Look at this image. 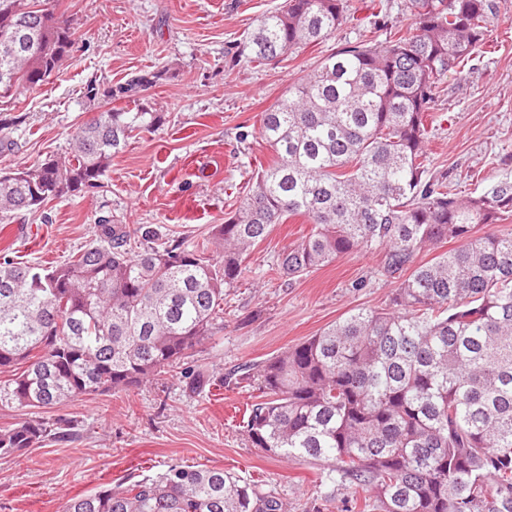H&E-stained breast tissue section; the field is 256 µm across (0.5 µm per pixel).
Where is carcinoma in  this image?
<instances>
[{
  "label": "carcinoma",
  "mask_w": 512,
  "mask_h": 512,
  "mask_svg": "<svg viewBox=\"0 0 512 512\" xmlns=\"http://www.w3.org/2000/svg\"><path fill=\"white\" fill-rule=\"evenodd\" d=\"M413 23L378 45L346 42L260 114L276 160L216 224L217 256L141 227L150 246L108 220L99 241L56 266L0 258V406L41 409L129 391L167 372L215 335L224 291L277 224L310 231L272 267L289 280L353 252H380L398 280L389 303L355 309L253 367L257 392L243 423L252 447L323 462L349 483L353 512H512V235L476 226L512 213V181L458 196L432 178L429 120L448 72L483 52L496 0H409ZM27 16L40 46L20 53L0 31V69L14 99L48 81L73 46L40 0H0ZM347 0H286L241 51L259 66L329 40ZM157 75L119 93L134 108L96 113L65 157L0 169V213L104 187L112 155L159 128L136 104ZM457 245L424 264L417 254ZM37 417L0 429V455L41 443ZM59 512H288L270 492L219 468L171 465L154 479L101 487Z\"/></svg>",
  "instance_id": "1"
}]
</instances>
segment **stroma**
Segmentation results:
<instances>
[{
	"label": "stroma",
	"instance_id": "35a3bbf8",
	"mask_svg": "<svg viewBox=\"0 0 512 512\" xmlns=\"http://www.w3.org/2000/svg\"><path fill=\"white\" fill-rule=\"evenodd\" d=\"M45 3L70 21L74 46L49 82L0 107V114L20 119L0 146V165L31 167L65 156L75 132L102 108L84 96L92 81L116 88L159 73L136 98L165 117L157 131L137 135L113 157L105 188L0 219V252L46 266L92 242L104 218L133 232L148 225L164 238L208 241L212 225L223 223L257 168L274 157L258 134L260 113L331 49L365 39L382 44L412 23L408 0H350L347 22L329 41L259 66L226 50L284 0ZM498 3L486 53L463 73H448L435 103L432 173L462 195L512 179V0ZM309 229L302 218L289 219L247 257L242 279L224 297L222 331L184 361L203 376L201 386L176 368L127 392L40 410L44 422L69 437L0 456V512H59L68 498L153 478L172 464L224 469L276 493L288 512H313L327 496L331 512H345L351 491L329 479L325 464L288 462L251 447L240 423L254 392L232 378L351 310L385 306L396 288L376 252L344 255L290 282L278 279L271 271L277 255Z\"/></svg>",
	"mask_w": 512,
	"mask_h": 512
}]
</instances>
